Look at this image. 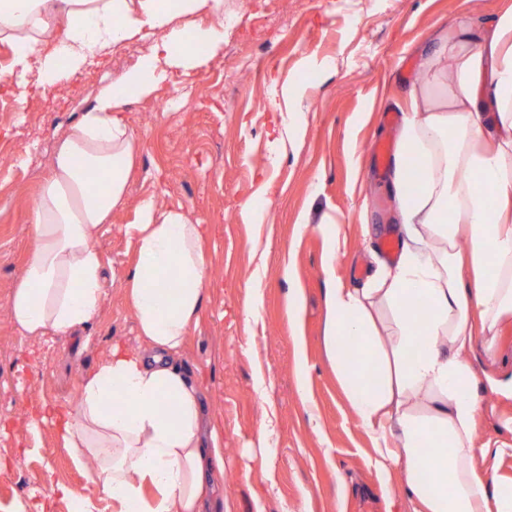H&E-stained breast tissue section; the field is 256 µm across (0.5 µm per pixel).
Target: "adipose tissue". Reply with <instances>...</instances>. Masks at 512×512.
Wrapping results in <instances>:
<instances>
[{
    "instance_id": "1",
    "label": "adipose tissue",
    "mask_w": 512,
    "mask_h": 512,
    "mask_svg": "<svg viewBox=\"0 0 512 512\" xmlns=\"http://www.w3.org/2000/svg\"><path fill=\"white\" fill-rule=\"evenodd\" d=\"M185 15L210 22L178 26ZM152 39L58 144L30 218L31 248L9 298L28 336L92 325L104 298L103 224L127 203L140 140L123 108L171 69L190 74L224 45V0H0V42L13 63L0 81L23 88L32 60L43 85L80 72L112 45ZM446 66L441 89L414 83L388 188L401 249L367 288L327 289L324 342L354 419L374 441L380 476L398 472L412 512H512V482L488 473L512 448L482 439L474 341L499 352L512 321V8L484 32L460 15L427 45L422 66ZM418 168H411V160ZM103 186L90 191L88 172ZM137 256L120 283L139 348L113 346L56 422L76 463L92 461L97 496L60 483L44 496L67 512H205L223 476L222 441L204 428L199 388L182 358L209 282L206 227L180 205L137 204ZM168 287H159V280ZM425 304V321L415 308ZM360 342L351 362L345 340Z\"/></svg>"
}]
</instances>
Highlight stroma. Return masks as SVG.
Here are the masks:
<instances>
[{
  "instance_id": "stroma-1",
  "label": "stroma",
  "mask_w": 512,
  "mask_h": 512,
  "mask_svg": "<svg viewBox=\"0 0 512 512\" xmlns=\"http://www.w3.org/2000/svg\"><path fill=\"white\" fill-rule=\"evenodd\" d=\"M485 30L512 0H224L239 18L222 55L190 75L175 70L147 98L125 106L142 139L128 203L99 237L106 270L95 324L68 336L31 338L11 321L8 300L29 246V215L57 142L128 66L124 45L90 58L77 75L45 88L30 74L25 92L0 83V512L30 502V512H65L59 499L33 498L45 479L93 491L88 466L61 448L51 423L30 430L32 414L73 404L84 377L113 344L137 347L135 318L117 273L135 259L128 232L141 197L185 206L209 227L210 278L184 352L200 384L211 424L223 439L224 478L211 497L223 512H409L369 465L372 441L357 426L323 342L330 280L360 288L358 267L374 271L372 251L395 231L389 169L369 146L394 141L383 113L409 111L405 91L420 68L419 50L461 8ZM179 82L172 111L155 107ZM301 89L305 125L276 165L268 153L274 85ZM268 200L264 222L244 219L245 202ZM340 248L328 250V220ZM268 252L259 265L255 248ZM264 288L257 324L242 307L253 281ZM302 291L299 318L288 321V291ZM304 359L305 382L295 375ZM484 438L512 444V396L488 393ZM273 432L265 459L261 430Z\"/></svg>"
}]
</instances>
